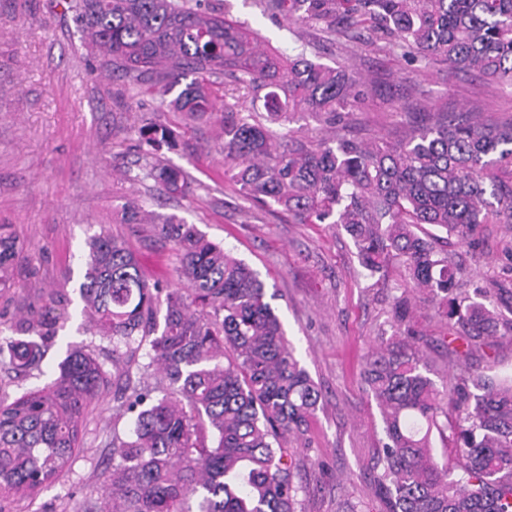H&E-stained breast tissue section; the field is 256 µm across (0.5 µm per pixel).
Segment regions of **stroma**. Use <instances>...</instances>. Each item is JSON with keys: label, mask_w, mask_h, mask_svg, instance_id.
<instances>
[{"label": "stroma", "mask_w": 512, "mask_h": 512, "mask_svg": "<svg viewBox=\"0 0 512 512\" xmlns=\"http://www.w3.org/2000/svg\"><path fill=\"white\" fill-rule=\"evenodd\" d=\"M230 18L257 31L265 49L306 52L334 66L352 65L369 87L343 123L332 127L304 114L291 124L296 138L316 145L343 133L397 140L442 108L470 112L485 123L512 119V87L471 73L447 72L432 60L406 63L365 42H316L315 29L265 14L259 0H226ZM101 59L88 57L65 0H0V224L17 239L8 287H0V324H12L53 289L64 300L49 319L56 335L45 341L40 370L0 369V397L14 399L59 374L66 342L84 345L104 371L112 345L83 321L78 257L99 229H107L137 256L149 282L174 281L177 256L158 239L154 223L173 217L260 274L284 324L295 356L321 392L309 425L308 447L289 439L304 491L300 512H380L374 457L384 439L381 410L363 380L367 354L392 334L395 297L408 294L412 327L424 340V360L436 383L448 380V327L417 291H404L398 267L385 279L367 278L349 236L330 224H302L288 211L242 198L224 179L219 126L160 111L159 94L143 89L118 96ZM151 117L172 131L176 144L161 160L183 168L186 195L161 194L143 174L146 146L137 129ZM146 213L144 224H122L127 202ZM466 270V290L491 309L512 312V224L481 225L475 248L449 244ZM132 417L111 393L87 409L81 446L58 483L33 497L1 502L6 512H77L96 495L112 469V435Z\"/></svg>", "instance_id": "1"}]
</instances>
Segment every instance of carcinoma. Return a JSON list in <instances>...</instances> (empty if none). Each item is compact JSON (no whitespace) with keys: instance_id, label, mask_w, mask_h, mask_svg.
Returning <instances> with one entry per match:
<instances>
[{"instance_id":"cac0c4a2","label":"carcinoma","mask_w":512,"mask_h":512,"mask_svg":"<svg viewBox=\"0 0 512 512\" xmlns=\"http://www.w3.org/2000/svg\"><path fill=\"white\" fill-rule=\"evenodd\" d=\"M201 0H68L86 48L112 77L159 89L161 104L193 120L216 118L224 176L238 194L274 203L304 224H338L359 265L428 292L453 331L448 356L466 357L512 335L503 318L463 290L460 268L438 249L440 236L471 243L483 224H512V121L488 127L438 113L435 124L395 142L338 137L312 148L272 126L308 112L336 125L368 93L347 65L263 50L224 6ZM264 11L321 26L331 42L366 41L413 61L438 57L449 70L474 71L512 86V0H263ZM216 71L260 103L263 119L218 99ZM184 88L167 100L177 86ZM147 177L183 195L185 172L155 157L171 133L139 128ZM176 251L174 288L149 283L133 252L105 230L87 242L79 292L87 329L112 341V369L124 384L133 428L112 432L120 462L82 512H297L300 487L284 442L305 435L320 393L294 356L266 300L259 273L228 255L194 225H155ZM17 253L0 227V286ZM3 338L10 364L43 358L41 310ZM390 341L371 348L364 371L383 411L375 488L381 512H512V373L465 371L437 386L403 295L393 306ZM149 362H141L143 348ZM155 370L166 389L153 399L131 389ZM99 362L69 349L55 381L11 402L0 399V494L31 497L68 468L89 404L107 388ZM451 435H445V431ZM449 441L457 463L434 453Z\"/></svg>"}]
</instances>
